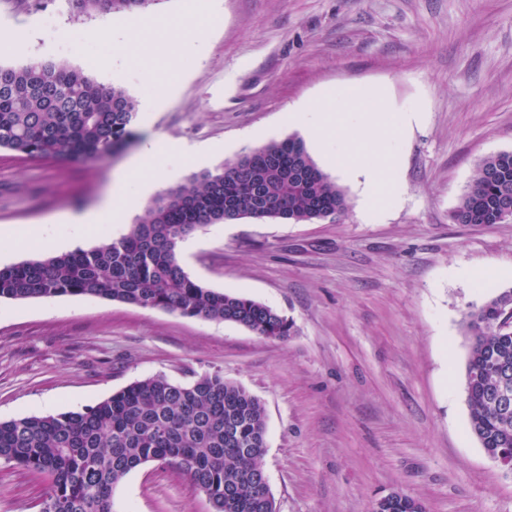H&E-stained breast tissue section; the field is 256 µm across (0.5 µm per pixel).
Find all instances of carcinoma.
<instances>
[{
    "mask_svg": "<svg viewBox=\"0 0 512 512\" xmlns=\"http://www.w3.org/2000/svg\"><path fill=\"white\" fill-rule=\"evenodd\" d=\"M158 0H68L78 14L143 11ZM138 101L60 63L0 65V148L28 159L97 163L135 138ZM271 211L256 203L254 188ZM512 207V152L488 156L452 213L457 224H499ZM347 209L344 192L288 137L167 190L117 239L0 267V301L83 296L230 322L263 338L290 335L268 305L206 288L183 270L179 248L209 224L241 218L311 223ZM512 289L471 307L466 396L473 434L488 456L512 462V327L501 306ZM508 394V401L502 395ZM263 403L220 373L189 383L163 374L136 381L79 411L0 421V461L48 482L40 512H112L114 487L132 470L161 462L184 475L212 512H276L262 458ZM372 512H425L392 492Z\"/></svg>",
    "mask_w": 512,
    "mask_h": 512,
    "instance_id": "obj_1",
    "label": "carcinoma"
}]
</instances>
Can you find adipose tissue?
I'll list each match as a JSON object with an SVG mask.
<instances>
[{
    "label": "adipose tissue",
    "mask_w": 512,
    "mask_h": 512,
    "mask_svg": "<svg viewBox=\"0 0 512 512\" xmlns=\"http://www.w3.org/2000/svg\"><path fill=\"white\" fill-rule=\"evenodd\" d=\"M338 98L342 111L324 112L317 103H303L289 109L288 122L324 148L325 157L337 174L360 186L368 208L373 209L382 199L397 195L395 186L386 178L398 161L394 136L409 129L419 115L407 112L392 124L384 113L367 111L356 90H342ZM160 153L157 143L144 145L131 158L127 174L113 181L99 210L63 215L61 221L67 224L69 236L83 237L94 231L105 213H133L159 182L174 179L175 171L160 163Z\"/></svg>",
    "instance_id": "obj_1"
}]
</instances>
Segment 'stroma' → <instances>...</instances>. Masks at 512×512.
Returning a JSON list of instances; mask_svg holds the SVG:
<instances>
[{
  "mask_svg": "<svg viewBox=\"0 0 512 512\" xmlns=\"http://www.w3.org/2000/svg\"><path fill=\"white\" fill-rule=\"evenodd\" d=\"M126 54L99 34L103 14L67 0H0V64L65 63L124 88L147 116L124 151L96 163L31 160L0 149V265L51 254L16 249L30 224L98 208L149 138L206 145V165L164 154L176 184L295 136L289 106L333 111L340 89L385 90L368 107L396 118L401 199L313 223L242 218L180 245L188 275L245 296L291 324L281 340L228 322L82 296L0 303V420L93 405L164 374L220 372L263 403L262 467L277 512H371L402 491L426 512H512V472L473 435L463 316L512 268V219L456 224L477 164L512 152V0H158ZM56 25L46 29L44 17ZM45 480L0 462V512H39ZM113 512H210L174 469L147 463L113 490Z\"/></svg>",
  "mask_w": 512,
  "mask_h": 512,
  "instance_id": "stroma-1",
  "label": "stroma"
}]
</instances>
